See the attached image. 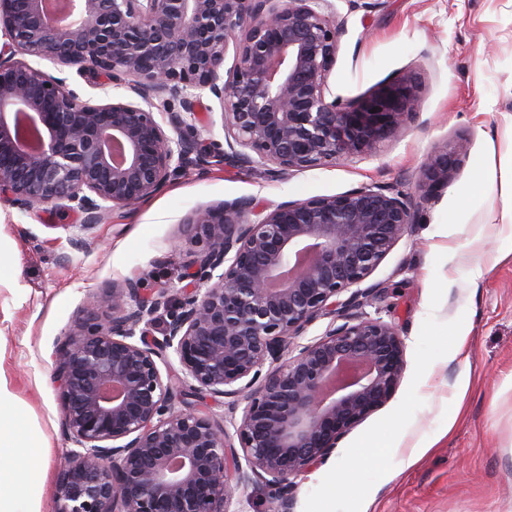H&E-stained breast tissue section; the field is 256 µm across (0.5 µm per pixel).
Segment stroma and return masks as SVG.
<instances>
[{
	"label": "stroma",
	"instance_id": "obj_1",
	"mask_svg": "<svg viewBox=\"0 0 512 512\" xmlns=\"http://www.w3.org/2000/svg\"><path fill=\"white\" fill-rule=\"evenodd\" d=\"M346 22L328 85L346 101L408 73L419 114L374 152L287 178L212 163L82 232L75 213L0 202V367L49 445L40 512H55L67 450L52 373L56 343L89 294L132 277L181 289L196 247L182 222L238 197L265 205L361 186L414 194L430 155L464 145L457 174L419 210L369 276L382 297L368 316L393 323L406 367L392 398L355 426L289 503L248 489L232 512H512V222L480 174L512 152V0H329ZM87 237L88 248L73 239ZM383 452L364 459L369 445Z\"/></svg>",
	"mask_w": 512,
	"mask_h": 512
}]
</instances>
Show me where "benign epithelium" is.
Masks as SVG:
<instances>
[{
    "label": "benign epithelium",
    "instance_id": "7a95c632",
    "mask_svg": "<svg viewBox=\"0 0 512 512\" xmlns=\"http://www.w3.org/2000/svg\"><path fill=\"white\" fill-rule=\"evenodd\" d=\"M71 2L72 22L54 25L45 0H0V201L77 212L84 230L213 160L282 177L368 154L420 107L412 75L327 98L345 32L327 0ZM29 57L77 67L101 99H82ZM205 94L222 142L196 127ZM170 100L179 110L165 128L153 108ZM463 150L428 158L415 204L363 186L196 208L183 224L199 250L179 291L129 278L91 294L52 355L73 444L55 512H228L258 486L288 499L396 391L403 341L394 324L364 315L378 288L362 284L419 205L455 178ZM323 316L342 324L294 342ZM187 396L241 417L227 425Z\"/></svg>",
    "mask_w": 512,
    "mask_h": 512
}]
</instances>
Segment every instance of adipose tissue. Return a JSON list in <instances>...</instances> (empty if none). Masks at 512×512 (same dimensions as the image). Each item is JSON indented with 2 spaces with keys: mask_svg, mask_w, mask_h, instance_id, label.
Segmentation results:
<instances>
[{
  "mask_svg": "<svg viewBox=\"0 0 512 512\" xmlns=\"http://www.w3.org/2000/svg\"><path fill=\"white\" fill-rule=\"evenodd\" d=\"M46 469L45 436L39 427L22 425L0 374V512H38Z\"/></svg>",
  "mask_w": 512,
  "mask_h": 512,
  "instance_id": "ef3b65f1",
  "label": "adipose tissue"
}]
</instances>
